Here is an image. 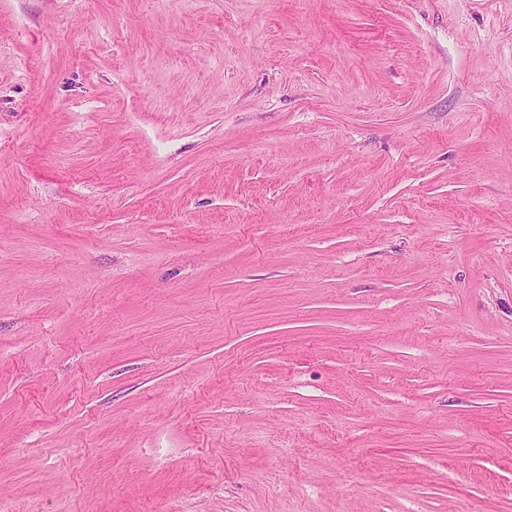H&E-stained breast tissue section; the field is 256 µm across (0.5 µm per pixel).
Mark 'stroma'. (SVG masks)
Masks as SVG:
<instances>
[{"instance_id":"35a3bbf8","label":"stroma","mask_w":512,"mask_h":512,"mask_svg":"<svg viewBox=\"0 0 512 512\" xmlns=\"http://www.w3.org/2000/svg\"><path fill=\"white\" fill-rule=\"evenodd\" d=\"M0 512H512V0H0Z\"/></svg>"}]
</instances>
